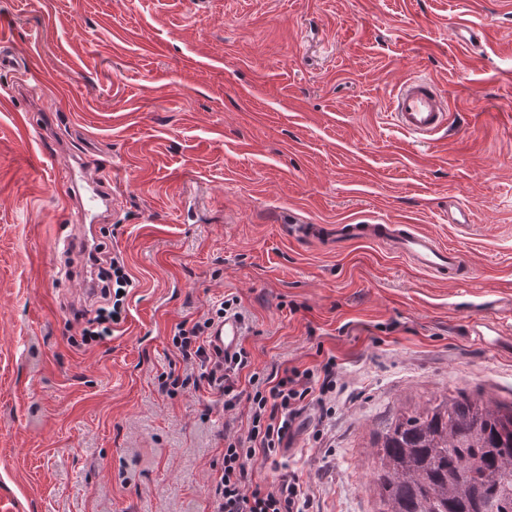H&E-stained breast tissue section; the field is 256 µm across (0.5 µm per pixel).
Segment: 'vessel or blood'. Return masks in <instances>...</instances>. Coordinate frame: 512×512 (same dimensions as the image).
Listing matches in <instances>:
<instances>
[{
    "mask_svg": "<svg viewBox=\"0 0 512 512\" xmlns=\"http://www.w3.org/2000/svg\"><path fill=\"white\" fill-rule=\"evenodd\" d=\"M27 60L19 58L12 50L11 36L0 29V69L24 71ZM391 115L398 127L410 136L424 140L447 126L450 114L447 99L433 79L417 77L401 85L391 104ZM112 164L84 150L69 162L66 174L68 188L82 192L79 233L68 238L67 248L87 246L90 235L96 234V221L100 207L111 205L108 183ZM336 238L347 242H374L408 261L429 278L437 281L468 282L474 269L458 250L442 245L434 236L408 224H340ZM244 328L241 320L233 315L214 321L210 344L222 351L234 352L242 339Z\"/></svg>",
    "mask_w": 512,
    "mask_h": 512,
    "instance_id": "1",
    "label": "vessel or blood"
}]
</instances>
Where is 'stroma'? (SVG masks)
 Returning a JSON list of instances; mask_svg holds the SVG:
<instances>
[{"label":"stroma","mask_w":512,"mask_h":512,"mask_svg":"<svg viewBox=\"0 0 512 512\" xmlns=\"http://www.w3.org/2000/svg\"><path fill=\"white\" fill-rule=\"evenodd\" d=\"M479 31L459 42L452 21ZM27 79L0 71V496L19 512H213L224 428L248 402L160 388L186 365L178 325L237 297L251 373L336 359L252 483L297 475L308 512H377L388 417L457 391L512 403V345L487 351L462 309L512 294V14L500 0H0ZM426 76L452 122L418 141L387 117ZM112 160L99 243L137 282L112 336L83 344L60 273L71 152ZM473 222H448V201ZM299 224H325L320 239ZM338 224H413L466 254L439 284Z\"/></svg>","instance_id":"stroma-1"}]
</instances>
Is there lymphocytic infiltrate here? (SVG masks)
<instances>
[{"label":"lymphocytic infiltrate","instance_id":"obj_1","mask_svg":"<svg viewBox=\"0 0 512 512\" xmlns=\"http://www.w3.org/2000/svg\"><path fill=\"white\" fill-rule=\"evenodd\" d=\"M87 260L96 271L99 303L93 317L86 319L81 335L84 341L92 342L111 335L113 325L122 321L123 292L132 287L133 279L122 258L104 254L101 248L91 250ZM210 327L206 321L188 329L178 328L173 345L194 371L182 377L166 374L164 383L183 388L208 384L223 393L224 407L231 410L239 402L234 377L247 366L248 356L242 349L230 356L211 350L204 340ZM314 379L319 382L315 389L320 393L335 390V357H328L314 372L295 369L283 376L275 371L264 377L250 376L249 428L243 436L224 435V469L215 489V512H305L308 499L296 476L281 475L269 488L254 485L248 463L257 455H271L288 442L294 423L307 409L306 398L315 390L310 386Z\"/></svg>","mask_w":512,"mask_h":512}]
</instances>
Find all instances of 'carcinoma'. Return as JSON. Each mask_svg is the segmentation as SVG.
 Returning <instances> with one entry per match:
<instances>
[{
	"label": "carcinoma",
	"mask_w": 512,
	"mask_h": 512,
	"mask_svg": "<svg viewBox=\"0 0 512 512\" xmlns=\"http://www.w3.org/2000/svg\"><path fill=\"white\" fill-rule=\"evenodd\" d=\"M379 512H512V405L459 391L377 436Z\"/></svg>",
	"instance_id": "1"
}]
</instances>
